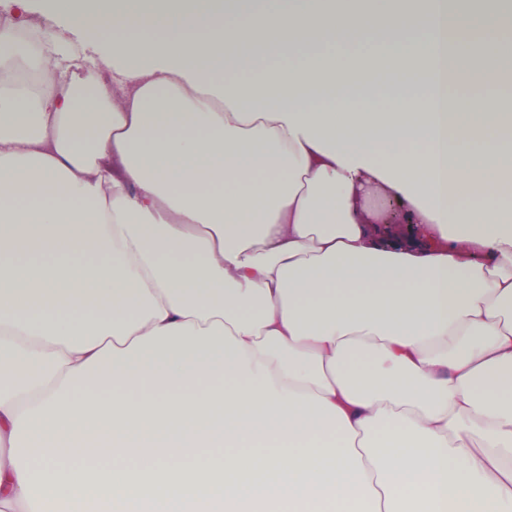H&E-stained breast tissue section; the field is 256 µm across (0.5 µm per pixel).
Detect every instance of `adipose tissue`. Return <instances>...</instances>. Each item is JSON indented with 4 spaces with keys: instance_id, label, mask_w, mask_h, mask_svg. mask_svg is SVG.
I'll use <instances>...</instances> for the list:
<instances>
[{
    "instance_id": "ef3b65f1",
    "label": "adipose tissue",
    "mask_w": 512,
    "mask_h": 512,
    "mask_svg": "<svg viewBox=\"0 0 512 512\" xmlns=\"http://www.w3.org/2000/svg\"><path fill=\"white\" fill-rule=\"evenodd\" d=\"M449 2L48 0L92 59L12 0L0 512H512V113L459 93L511 47L486 14L444 84ZM397 64L426 80L377 111L300 92ZM392 201L396 204V210L389 207ZM375 206L378 204V208L385 212L386 219L389 224H377L380 232L388 234L391 237L403 238L410 234L411 227L406 226L407 223L404 219V209L395 200L380 201L379 203L374 202Z\"/></svg>"
}]
</instances>
